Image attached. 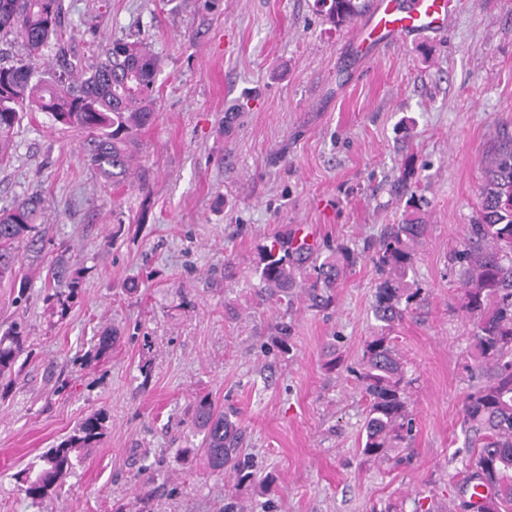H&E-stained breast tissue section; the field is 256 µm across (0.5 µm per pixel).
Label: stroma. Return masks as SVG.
Returning <instances> with one entry per match:
<instances>
[{
    "label": "stroma",
    "mask_w": 512,
    "mask_h": 512,
    "mask_svg": "<svg viewBox=\"0 0 512 512\" xmlns=\"http://www.w3.org/2000/svg\"><path fill=\"white\" fill-rule=\"evenodd\" d=\"M73 60L115 39L160 60L157 117L121 185L83 159L77 133L23 119L0 163V206L40 191V253L0 279V333L25 352L0 380V512H448L473 454L461 423L472 322L458 253L482 168L512 140V0H455L448 30L361 51L315 0H63ZM240 114L232 126L224 115ZM430 230L419 290L391 336L403 354L410 447L364 454L357 378L380 281L372 256L409 212ZM347 248L332 304L303 289L266 299L255 273L275 237ZM63 260L81 290L43 301ZM115 331L105 357L95 345ZM236 412L241 467L212 474L195 405ZM104 411L102 437L57 495L32 505L21 471ZM149 487H142V480Z\"/></svg>",
    "instance_id": "1"
}]
</instances>
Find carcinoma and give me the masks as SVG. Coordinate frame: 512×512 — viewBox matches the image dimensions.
I'll return each mask as SVG.
<instances>
[{"mask_svg": "<svg viewBox=\"0 0 512 512\" xmlns=\"http://www.w3.org/2000/svg\"><path fill=\"white\" fill-rule=\"evenodd\" d=\"M336 27L349 23L363 4L359 0H317ZM63 0H0V35L20 37L26 58L0 61V162L11 154L15 129L27 112H44L65 130L84 136V160L116 185L129 175L138 133L155 118L158 60L141 42L114 40L103 59L82 65L67 58L61 30ZM56 46L61 72L50 81L32 82L31 63ZM512 144L498 150L483 171L480 208L469 229L468 244L458 254L463 311L473 318V358L484 383L464 401L463 417L470 458L467 482L488 486L492 512H512ZM46 199L38 192L0 209V278L10 276L24 242H41L36 221ZM428 225L414 217L392 227L375 255L382 276L372 306L380 334L368 337L361 351L358 378L368 400L363 452L384 458L392 448H408L412 417L404 385L402 355L384 331L401 321L418 290L408 280L417 247ZM308 247L276 241L265 246L256 273L267 296L286 293L305 269ZM351 265L350 254L336 248L313 267L307 286L315 305L330 300V290ZM79 277L65 262L50 267L45 299L65 312L79 288ZM26 336L16 323L0 334V376L10 372L25 351ZM106 416L94 413L68 439L26 468L20 491L42 503L80 464L85 450L102 435ZM195 422L204 430L203 452L218 476L236 470L242 436L238 423L215 411L206 398L198 401Z\"/></svg>", "mask_w": 512, "mask_h": 512, "instance_id": "1", "label": "carcinoma"}]
</instances>
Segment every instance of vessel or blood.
Returning <instances> with one entry per match:
<instances>
[{
	"instance_id": "1",
	"label": "vessel or blood",
	"mask_w": 512,
	"mask_h": 512,
	"mask_svg": "<svg viewBox=\"0 0 512 512\" xmlns=\"http://www.w3.org/2000/svg\"><path fill=\"white\" fill-rule=\"evenodd\" d=\"M453 0H372L359 23V45L379 44L389 39L407 40L426 34L444 33Z\"/></svg>"
}]
</instances>
